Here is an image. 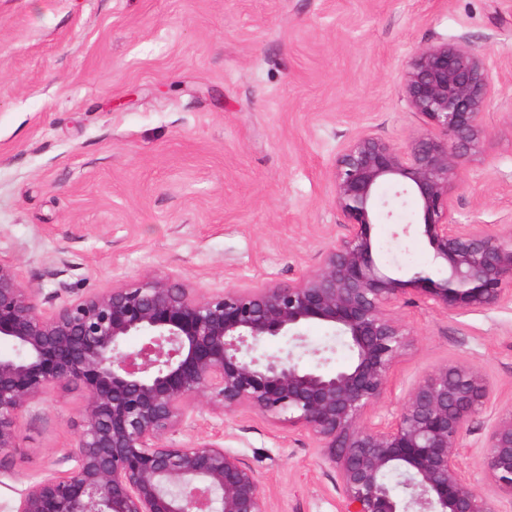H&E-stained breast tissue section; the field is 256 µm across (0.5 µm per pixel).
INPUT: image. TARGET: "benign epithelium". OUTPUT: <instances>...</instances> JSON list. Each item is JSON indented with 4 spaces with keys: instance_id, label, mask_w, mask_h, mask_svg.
Returning a JSON list of instances; mask_svg holds the SVG:
<instances>
[{
    "instance_id": "7a95c632",
    "label": "benign epithelium",
    "mask_w": 512,
    "mask_h": 512,
    "mask_svg": "<svg viewBox=\"0 0 512 512\" xmlns=\"http://www.w3.org/2000/svg\"><path fill=\"white\" fill-rule=\"evenodd\" d=\"M403 93L427 132L399 147L363 131L340 149L332 178L342 234L292 284L199 297L169 276H147L47 315L0 261V340L13 346L0 354V454L15 447L32 403L62 385L84 393L71 472L30 485L16 512H269L256 471L219 439L166 443L199 407L250 409L307 433L333 470L339 512H502L460 465L469 424L490 401L477 366H441L397 412L375 411L412 343L398 313L407 290L446 315L512 303V226L454 217L462 163L489 136L496 87L485 57L459 43L419 48ZM408 197L416 219L394 237L424 236L434 269L402 280L378 265L372 229L377 209L392 220L391 202ZM311 323L344 337L353 363L305 370L289 355H251L270 337L303 340ZM129 336L142 344L124 349ZM478 447L485 476L512 505V409L489 416Z\"/></svg>"
}]
</instances>
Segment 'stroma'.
Returning a JSON list of instances; mask_svg holds the SVG:
<instances>
[{
  "instance_id": "obj_1",
  "label": "stroma",
  "mask_w": 512,
  "mask_h": 512,
  "mask_svg": "<svg viewBox=\"0 0 512 512\" xmlns=\"http://www.w3.org/2000/svg\"><path fill=\"white\" fill-rule=\"evenodd\" d=\"M464 42L497 87L489 138L454 189L461 224L512 225V0H0V260L42 311L148 275L210 295L294 283L332 248L337 151L359 132L402 145L427 130L403 93L415 50ZM376 216L378 262L401 279L432 265L420 235ZM413 334L380 413L445 364H475L491 411L512 409V305L444 315L407 293ZM255 356L292 351L303 369L353 361L319 324ZM83 392L57 387L20 416L0 453V512L66 474ZM461 465L494 496L476 444ZM219 436L258 473L271 512H338L321 450L261 413L203 408L170 441Z\"/></svg>"
}]
</instances>
